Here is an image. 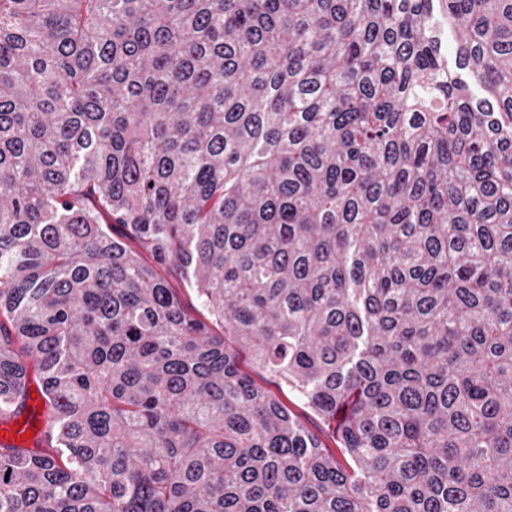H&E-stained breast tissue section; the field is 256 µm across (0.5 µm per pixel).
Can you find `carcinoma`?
<instances>
[{"mask_svg": "<svg viewBox=\"0 0 512 512\" xmlns=\"http://www.w3.org/2000/svg\"><path fill=\"white\" fill-rule=\"evenodd\" d=\"M33 381L0 512H512V0H0ZM274 393L288 405L294 416L313 432L317 433L330 448H338L329 430L313 415V413L296 397L288 391H280L276 386L270 385ZM37 395L35 398H30L29 400V408L24 413L23 416H20L18 418V424H15L12 427L8 426H2L1 428L4 429V433L0 437V441L3 444H7L10 442L17 443V440H20V443L24 446H32V443L36 437V434L38 430L43 427V416H41V413L45 412L44 409V401L37 392ZM37 407H41V410H37ZM21 420H24V424H21ZM36 422H39V426H36ZM31 428H34V435L33 437H30V439L22 440V434H26L31 432ZM18 431H20L18 433ZM13 432H16V437H13Z\"/></svg>", "mask_w": 512, "mask_h": 512, "instance_id": "obj_1", "label": "carcinoma"}]
</instances>
